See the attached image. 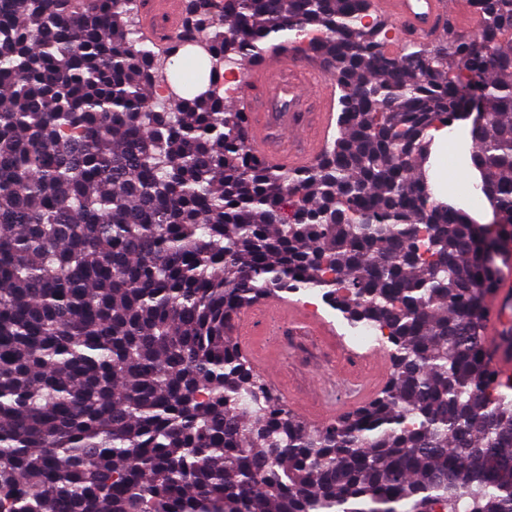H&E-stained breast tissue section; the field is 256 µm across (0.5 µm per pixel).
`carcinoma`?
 Here are the masks:
<instances>
[{
  "label": "carcinoma",
  "instance_id": "obj_1",
  "mask_svg": "<svg viewBox=\"0 0 512 512\" xmlns=\"http://www.w3.org/2000/svg\"><path fill=\"white\" fill-rule=\"evenodd\" d=\"M386 49L372 0H0V512H512V399L483 335L512 245V0ZM201 51L209 91L168 70ZM314 57L337 136L303 169L248 147L218 73ZM488 230L434 199L429 131L467 111ZM317 289L391 345L320 429L233 342ZM143 30L152 37L158 20H163L170 29L177 28L181 21L180 0H144Z\"/></svg>",
  "mask_w": 512,
  "mask_h": 512
}]
</instances>
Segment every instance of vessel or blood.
<instances>
[{
	"mask_svg": "<svg viewBox=\"0 0 512 512\" xmlns=\"http://www.w3.org/2000/svg\"><path fill=\"white\" fill-rule=\"evenodd\" d=\"M450 0H380V8L396 21L411 38L433 36L450 12ZM181 0H144L143 30L153 35L157 21L177 28L181 21ZM318 84L316 114L298 109V85ZM247 99L260 98L273 106L269 112L249 115V143L253 153L270 164L288 168L308 166L322 151L331 128L332 87L316 69L304 73L270 61L252 69L247 84ZM507 267L488 298L484 335L490 345L491 365L503 383L512 382V250L505 254ZM276 313L293 324L310 327L311 317L295 302L269 297L265 300Z\"/></svg>",
	"mask_w": 512,
	"mask_h": 512,
	"instance_id": "vessel-or-blood-1",
	"label": "vessel or blood"
}]
</instances>
